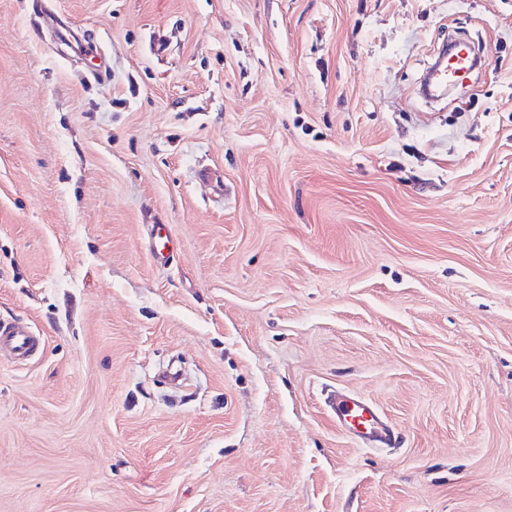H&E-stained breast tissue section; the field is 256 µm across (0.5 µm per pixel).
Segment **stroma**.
Segmentation results:
<instances>
[{
	"instance_id": "stroma-1",
	"label": "stroma",
	"mask_w": 512,
	"mask_h": 512,
	"mask_svg": "<svg viewBox=\"0 0 512 512\" xmlns=\"http://www.w3.org/2000/svg\"><path fill=\"white\" fill-rule=\"evenodd\" d=\"M18 320L0 512H512V0H0ZM155 227L154 240L151 246V252L153 258L159 265H165L170 258V234L167 230V226L160 224ZM41 347L39 336L24 322L0 323V353L26 360ZM328 406L336 414L341 426L350 430L363 444L386 445L391 440V431L380 419L376 406L366 398L333 394Z\"/></svg>"
}]
</instances>
